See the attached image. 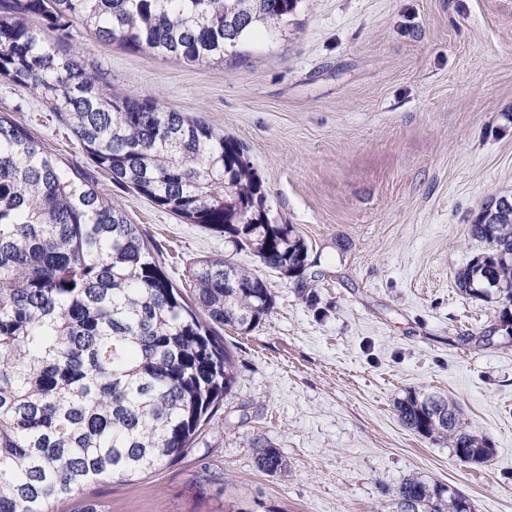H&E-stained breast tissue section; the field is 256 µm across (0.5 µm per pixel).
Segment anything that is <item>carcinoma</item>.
<instances>
[{
	"label": "carcinoma",
	"mask_w": 512,
	"mask_h": 512,
	"mask_svg": "<svg viewBox=\"0 0 512 512\" xmlns=\"http://www.w3.org/2000/svg\"><path fill=\"white\" fill-rule=\"evenodd\" d=\"M299 3L0 0V82L35 93L112 183L299 277L305 239L273 220L244 146L199 117L114 90L67 45L78 24L130 50L222 63ZM499 203L468 229L499 246L455 274L459 290L489 300L512 295V211L492 214ZM157 252L83 168L0 113V512H47L104 476L130 479L182 458L232 393L234 356L212 326L252 331L272 312L270 289L232 258L210 257L191 269L190 303ZM396 410L408 431L466 448L476 465L493 455L446 396L410 391ZM254 447L257 469L282 470L279 449L260 437ZM393 505L460 512V497L410 475Z\"/></svg>",
	"instance_id": "1"
}]
</instances>
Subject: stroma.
Here are the masks:
<instances>
[{
  "label": "stroma",
  "instance_id": "1",
  "mask_svg": "<svg viewBox=\"0 0 512 512\" xmlns=\"http://www.w3.org/2000/svg\"><path fill=\"white\" fill-rule=\"evenodd\" d=\"M68 45L137 91L234 136L294 225L308 267L289 278L252 252L95 176L187 285L197 260L233 256L263 278L271 314L249 333L216 326L236 385L181 459L104 477L49 512H389L408 475L454 487L473 512H512V336L501 304L455 274L483 252L482 207L512 199V0H302L279 35L256 30L220 63L108 43ZM0 111L90 169L35 95L0 82ZM455 400L495 453L462 464L398 420L406 391ZM285 465L257 470L253 440Z\"/></svg>",
  "mask_w": 512,
  "mask_h": 512
}]
</instances>
